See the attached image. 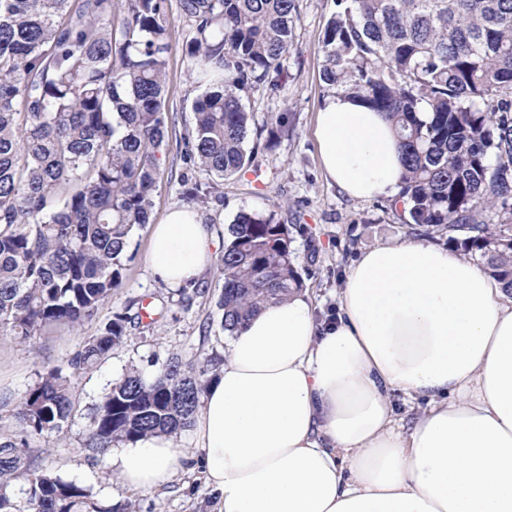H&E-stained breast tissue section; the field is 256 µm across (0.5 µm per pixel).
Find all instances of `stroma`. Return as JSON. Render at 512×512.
Here are the masks:
<instances>
[{
  "label": "stroma",
  "mask_w": 512,
  "mask_h": 512,
  "mask_svg": "<svg viewBox=\"0 0 512 512\" xmlns=\"http://www.w3.org/2000/svg\"><path fill=\"white\" fill-rule=\"evenodd\" d=\"M343 8L342 0H298L294 44L285 62L287 77L276 92L259 88L242 95L257 126H266L282 112L288 123L272 141L250 135L246 148L254 152L257 169L225 179L223 200L213 199L198 208L212 234L216 261L238 213L278 207L281 221L291 227L297 268L321 323L335 317L338 292L360 251L411 237L403 208L394 198L349 199L326 179L320 164L316 114L335 92L323 79L321 40L327 20ZM166 22L171 50L161 147L163 176L153 193L151 224L160 223L171 207L183 205V193L191 184L209 180L186 154L194 121L191 105L201 88L189 77L185 44L192 29L178 0H169ZM149 242V227L134 232L129 249L133 259L127 264L122 287L78 329L36 335L23 343L0 335V434L19 432L16 405L40 373L66 367L68 359L102 323L113 313H125L130 318L127 340L96 368L72 378L75 411L65 440L56 445L42 438L31 439L30 453L40 468L86 486L101 500L132 503L135 512H213L216 495L204 483L191 431L173 439L180 465L165 484L151 491L132 489L119 479L115 462L120 448L95 456L84 447L91 408L126 371L134 368L151 379L172 355L185 360L207 355L221 359L228 349V334L221 326L217 306L222 280L215 262L203 272L199 293L184 301L152 275L146 263Z\"/></svg>",
  "instance_id": "1"
}]
</instances>
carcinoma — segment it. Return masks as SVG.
<instances>
[{
  "label": "carcinoma",
  "mask_w": 512,
  "mask_h": 512,
  "mask_svg": "<svg viewBox=\"0 0 512 512\" xmlns=\"http://www.w3.org/2000/svg\"><path fill=\"white\" fill-rule=\"evenodd\" d=\"M0 0V335L26 340L91 320L123 283L134 231L162 178L168 0ZM194 36L188 156L221 199L251 163L255 125L241 92L278 90L297 0H179ZM324 80L387 115L401 150L400 196L419 235L483 265L512 291V0H350L327 23ZM487 212L497 221L483 219ZM221 257L222 325L234 333L267 303L304 288L288 225L241 212ZM117 312L68 360L89 370L127 339ZM213 379L210 360L171 356L151 382L131 370L90 416L85 447L176 438ZM71 377L43 373L18 402L25 436L0 437V512H132L34 465L27 437H59Z\"/></svg>",
  "instance_id": "obj_1"
}]
</instances>
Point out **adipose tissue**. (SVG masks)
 Here are the masks:
<instances>
[{
	"label": "adipose tissue",
	"instance_id": "adipose-tissue-1",
	"mask_svg": "<svg viewBox=\"0 0 512 512\" xmlns=\"http://www.w3.org/2000/svg\"><path fill=\"white\" fill-rule=\"evenodd\" d=\"M316 137L348 197L398 194L382 113L334 94ZM210 241L196 210L172 208L147 264L183 286L210 265ZM337 308L318 324L299 291L231 336L193 429L216 512H512V292L451 248L392 241L352 261ZM178 465L153 437L124 447L119 475L149 491Z\"/></svg>",
	"mask_w": 512,
	"mask_h": 512
}]
</instances>
